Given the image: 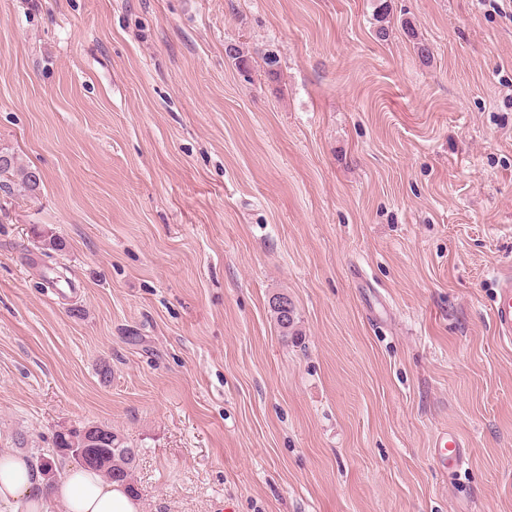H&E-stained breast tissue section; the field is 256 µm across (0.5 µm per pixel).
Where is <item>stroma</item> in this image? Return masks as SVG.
Returning a JSON list of instances; mask_svg holds the SVG:
<instances>
[{
    "mask_svg": "<svg viewBox=\"0 0 512 512\" xmlns=\"http://www.w3.org/2000/svg\"><path fill=\"white\" fill-rule=\"evenodd\" d=\"M390 4L0 0L41 176L0 191V448L112 427L143 512H512V16ZM498 294L492 315L498 335L502 339L512 341V268L504 270L498 280ZM274 299H284L288 308H283L280 303H274ZM270 311L273 314L274 321L277 325L281 336L288 338V336H297L298 330L296 329L299 322L297 317L296 309L291 300L288 299V295L279 294L274 296L270 301ZM435 458L439 466L448 468L460 465L466 456L467 444L452 432L439 433L433 443Z\"/></svg>",
    "mask_w": 512,
    "mask_h": 512,
    "instance_id": "35a3bbf8",
    "label": "stroma"
}]
</instances>
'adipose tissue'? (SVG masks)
Here are the masks:
<instances>
[{
  "instance_id": "obj_1",
  "label": "adipose tissue",
  "mask_w": 512,
  "mask_h": 512,
  "mask_svg": "<svg viewBox=\"0 0 512 512\" xmlns=\"http://www.w3.org/2000/svg\"><path fill=\"white\" fill-rule=\"evenodd\" d=\"M23 502L25 512H48L61 502L65 512H142L138 496L128 487L84 467L68 468L48 482L23 455L0 449V502Z\"/></svg>"
}]
</instances>
